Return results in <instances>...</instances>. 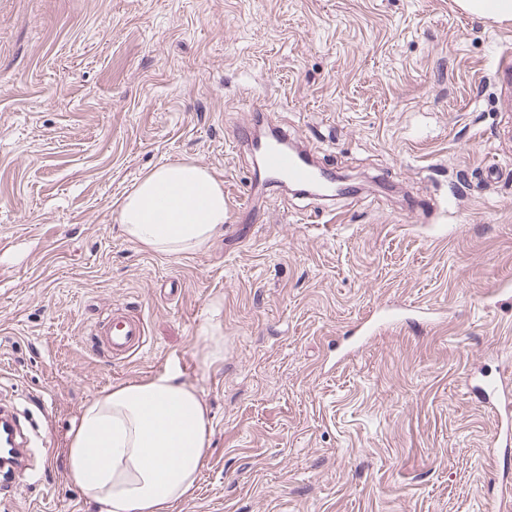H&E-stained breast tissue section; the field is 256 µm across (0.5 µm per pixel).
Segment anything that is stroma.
Listing matches in <instances>:
<instances>
[{
  "label": "stroma",
  "mask_w": 512,
  "mask_h": 512,
  "mask_svg": "<svg viewBox=\"0 0 512 512\" xmlns=\"http://www.w3.org/2000/svg\"><path fill=\"white\" fill-rule=\"evenodd\" d=\"M512 23L455 0H0V407L39 435L0 512H100L69 477L84 407L166 371L210 409L174 512H512V447L466 378L512 384ZM359 192L250 199L257 114ZM194 161L223 234L160 255L115 202ZM389 305L436 320L344 345ZM150 339L89 345L113 309ZM146 336L142 316L115 309L106 319L95 324L89 340L92 349L112 363V360L126 361L141 351Z\"/></svg>",
  "instance_id": "1"
}]
</instances>
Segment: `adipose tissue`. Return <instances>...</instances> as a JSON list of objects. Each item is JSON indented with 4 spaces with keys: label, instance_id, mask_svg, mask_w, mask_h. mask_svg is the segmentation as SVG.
Returning a JSON list of instances; mask_svg holds the SVG:
<instances>
[{
    "label": "adipose tissue",
    "instance_id": "1",
    "mask_svg": "<svg viewBox=\"0 0 512 512\" xmlns=\"http://www.w3.org/2000/svg\"><path fill=\"white\" fill-rule=\"evenodd\" d=\"M126 237L161 255L201 250L224 230V190L192 161L148 170L116 203ZM209 410L170 375L112 387L72 430L69 474L103 512H173L190 496L207 445Z\"/></svg>",
    "mask_w": 512,
    "mask_h": 512
}]
</instances>
